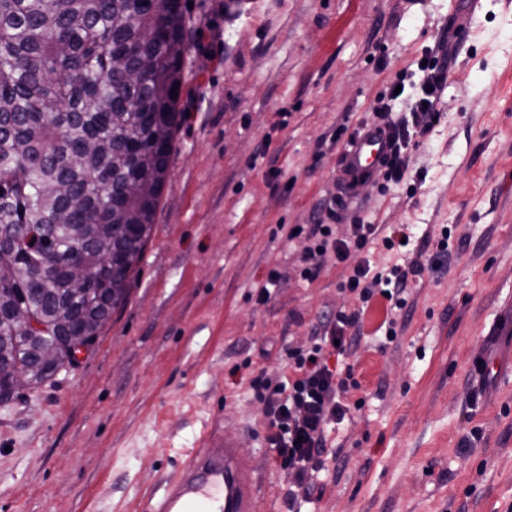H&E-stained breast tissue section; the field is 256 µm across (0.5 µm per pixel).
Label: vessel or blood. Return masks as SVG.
Here are the masks:
<instances>
[{
    "instance_id": "obj_1",
    "label": "vessel or blood",
    "mask_w": 512,
    "mask_h": 512,
    "mask_svg": "<svg viewBox=\"0 0 512 512\" xmlns=\"http://www.w3.org/2000/svg\"><path fill=\"white\" fill-rule=\"evenodd\" d=\"M389 152L388 132L365 131L340 159L347 182L369 178ZM201 443L202 452L166 480L150 512H260L255 468L237 435L209 430Z\"/></svg>"
}]
</instances>
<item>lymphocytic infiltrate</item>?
<instances>
[{
	"instance_id": "lymphocytic-infiltrate-1",
	"label": "lymphocytic infiltrate",
	"mask_w": 512,
	"mask_h": 512,
	"mask_svg": "<svg viewBox=\"0 0 512 512\" xmlns=\"http://www.w3.org/2000/svg\"><path fill=\"white\" fill-rule=\"evenodd\" d=\"M419 66L424 77L405 114L395 115L397 97L391 91L378 98L373 106L374 123L391 131L393 154L384 173L387 182L394 185L410 175L411 146L441 118L438 103L448 79L447 67L434 48L425 52ZM376 232V225L357 219L350 226L349 236L340 240L333 238L329 223L314 225L307 232L296 226L289 229L288 235L294 238L306 233L313 238V245L302 258V275L312 280L326 263L343 262L350 250L367 251ZM407 280V271L394 267L385 274L375 272L365 259L339 288L356 294L364 303L379 294L399 308L405 304L403 293ZM358 320V312H337L335 321L324 325L308 348L289 350L288 364L277 379L260 375L253 381L257 396L266 403V440L288 476L289 505L309 499L311 492L306 478L309 472L324 465L326 429L344 419L349 411L342 395L353 386L354 380L351 366L343 364L342 359L353 345ZM334 356L339 359L335 365L330 362Z\"/></svg>"
}]
</instances>
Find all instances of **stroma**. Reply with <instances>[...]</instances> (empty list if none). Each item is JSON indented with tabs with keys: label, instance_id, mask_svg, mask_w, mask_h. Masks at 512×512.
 Listing matches in <instances>:
<instances>
[{
	"label": "stroma",
	"instance_id": "obj_1",
	"mask_svg": "<svg viewBox=\"0 0 512 512\" xmlns=\"http://www.w3.org/2000/svg\"><path fill=\"white\" fill-rule=\"evenodd\" d=\"M191 2L185 120L143 258L95 347L0 403V512H146L217 422L251 453L263 512H288L251 381L341 309L360 312L356 385L300 512H512V0ZM453 12L466 29L442 119L412 151L421 182L373 176L333 224L377 225L374 268L422 266L402 309L363 308L338 288L357 253L307 280L308 241L286 232L326 215L337 127L400 72L419 83ZM402 226L408 244L386 251ZM481 359L501 375L482 381Z\"/></svg>",
	"mask_w": 512,
	"mask_h": 512
}]
</instances>
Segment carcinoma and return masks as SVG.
<instances>
[{
    "label": "carcinoma",
    "mask_w": 512,
    "mask_h": 512,
    "mask_svg": "<svg viewBox=\"0 0 512 512\" xmlns=\"http://www.w3.org/2000/svg\"><path fill=\"white\" fill-rule=\"evenodd\" d=\"M187 48L181 0H0V362L34 385L55 376L35 364L48 337L78 314L97 336L127 299L182 123ZM75 247L93 279L82 293L62 260Z\"/></svg>",
    "instance_id": "obj_1"
}]
</instances>
